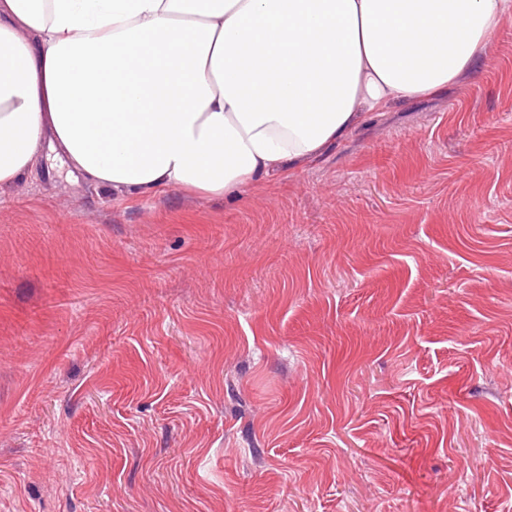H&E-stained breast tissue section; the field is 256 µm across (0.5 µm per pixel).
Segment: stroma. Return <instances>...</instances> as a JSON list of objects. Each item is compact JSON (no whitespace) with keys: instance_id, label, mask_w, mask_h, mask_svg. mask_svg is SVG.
<instances>
[{"instance_id":"35a3bbf8","label":"stroma","mask_w":512,"mask_h":512,"mask_svg":"<svg viewBox=\"0 0 512 512\" xmlns=\"http://www.w3.org/2000/svg\"><path fill=\"white\" fill-rule=\"evenodd\" d=\"M239 198L0 193V512H512V18Z\"/></svg>"}]
</instances>
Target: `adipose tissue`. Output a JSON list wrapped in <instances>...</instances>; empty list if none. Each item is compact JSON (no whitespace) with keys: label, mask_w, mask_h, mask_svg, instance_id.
Returning a JSON list of instances; mask_svg holds the SVG:
<instances>
[{"label":"adipose tissue","mask_w":512,"mask_h":512,"mask_svg":"<svg viewBox=\"0 0 512 512\" xmlns=\"http://www.w3.org/2000/svg\"><path fill=\"white\" fill-rule=\"evenodd\" d=\"M512 0H0V191L43 151L96 187L240 196L443 93Z\"/></svg>","instance_id":"adipose-tissue-1"}]
</instances>
